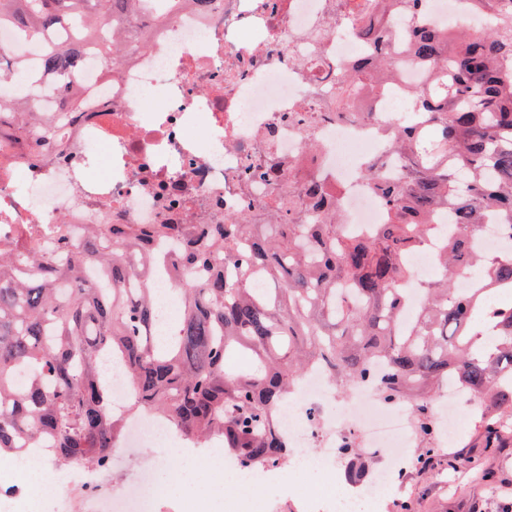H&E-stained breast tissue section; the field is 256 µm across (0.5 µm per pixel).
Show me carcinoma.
<instances>
[{
	"instance_id": "obj_1",
	"label": "carcinoma",
	"mask_w": 512,
	"mask_h": 512,
	"mask_svg": "<svg viewBox=\"0 0 512 512\" xmlns=\"http://www.w3.org/2000/svg\"><path fill=\"white\" fill-rule=\"evenodd\" d=\"M426 3L377 0L376 26L366 32L377 49L349 69L337 104L391 75L388 6L418 16ZM465 3L488 25L413 32V57L442 66L413 95L427 123L390 132L395 179L368 163L387 209L368 237L344 232L325 185L311 177L297 192L300 224H90L78 238L63 230L45 255L0 250V456L44 447L59 471L79 463L106 470L123 433L108 360L122 363L131 382L130 411H153L252 466L288 458L274 416L317 362L335 379L413 402L421 469L435 456L428 396L450 377L493 403L476 423L486 444H501V418L512 415V305L494 306L487 295L512 294V252L480 256L464 236L445 243L439 278L424 288L413 320L401 319L405 255L426 246L435 212L453 210L466 229L493 212L512 234V0ZM174 7L0 0V26L22 38L67 27L97 35L129 15L145 27L153 11ZM80 59L76 46L49 44L43 64L63 79ZM161 263L180 309L162 323L148 288ZM476 266L494 288H454ZM478 336L490 337L489 347H478ZM20 369L28 373L21 385Z\"/></svg>"
}]
</instances>
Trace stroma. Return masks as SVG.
Masks as SVG:
<instances>
[{
    "mask_svg": "<svg viewBox=\"0 0 512 512\" xmlns=\"http://www.w3.org/2000/svg\"><path fill=\"white\" fill-rule=\"evenodd\" d=\"M183 465V460L174 457L155 471L158 482L168 484L171 496H181L195 484L204 487L219 508L235 495L236 487L230 480L208 482L192 470H186L183 482L169 484V467ZM507 484L512 486V447L493 452L478 448L474 420L469 417L456 439L439 449L432 470L412 471L403 493H383L378 512H393V503L403 494L417 498L418 512H471L476 502L485 512H504V504L512 501V495L503 491Z\"/></svg>",
    "mask_w": 512,
    "mask_h": 512,
    "instance_id": "35a3bbf8",
    "label": "stroma"
}]
</instances>
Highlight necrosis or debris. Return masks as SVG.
Masks as SVG:
<instances>
[{
    "instance_id": "obj_1",
    "label": "necrosis or debris",
    "mask_w": 512,
    "mask_h": 512,
    "mask_svg": "<svg viewBox=\"0 0 512 512\" xmlns=\"http://www.w3.org/2000/svg\"><path fill=\"white\" fill-rule=\"evenodd\" d=\"M374 0L356 10L341 0H193L162 13L147 40L121 28L117 72L107 73L95 45L84 44L81 64L66 80L40 73L43 43L20 41L0 28V51L21 61L33 83L18 87L14 72L0 75V100L26 99L45 117L57 114L60 88L79 98L55 129L56 147L31 152L39 124L25 130L0 126V249L21 252L30 236L50 246L56 227L71 232L88 224H221L246 215L280 224L274 205L287 197L292 164L312 144V173L326 184L341 221L356 232L381 223L384 202L366 179L368 159L389 155L383 120L412 118L410 94L429 81L427 64L412 59L408 44L416 23L395 12L389 33L396 67L373 94L361 93L337 108L333 89L350 66L371 57L362 28L374 17ZM276 164V184L255 171ZM443 237L407 255L404 319H412L425 276ZM475 407L468 393L443 383L429 402L438 437L452 435L459 405ZM276 427L298 451L285 467H245L223 448L196 447L152 412L126 424L123 445L152 446L206 470L241 477L239 512H272L274 500L296 512H339L342 504L377 500L403 488L414 467L419 435L407 402L383 400L374 385L341 391L325 369L311 367L279 410ZM359 448L371 470L347 476L341 451ZM320 471L318 486L306 476ZM42 453L0 457V512H211L208 498L170 497L150 469L133 481L99 493L94 471L70 482L84 491L75 501Z\"/></svg>"
}]
</instances>
